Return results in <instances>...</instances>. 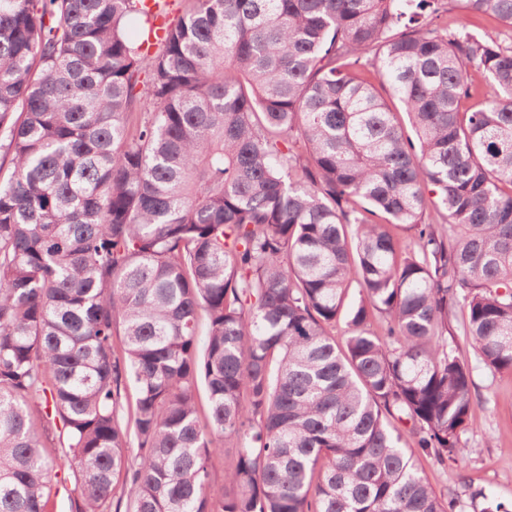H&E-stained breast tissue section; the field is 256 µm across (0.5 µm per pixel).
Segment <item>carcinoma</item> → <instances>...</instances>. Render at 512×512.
<instances>
[{
	"label": "carcinoma",
	"instance_id": "cac0c4a2",
	"mask_svg": "<svg viewBox=\"0 0 512 512\" xmlns=\"http://www.w3.org/2000/svg\"><path fill=\"white\" fill-rule=\"evenodd\" d=\"M144 2L0 0V512H463L415 451L456 310L512 371V49L442 14L512 0Z\"/></svg>",
	"mask_w": 512,
	"mask_h": 512
}]
</instances>
